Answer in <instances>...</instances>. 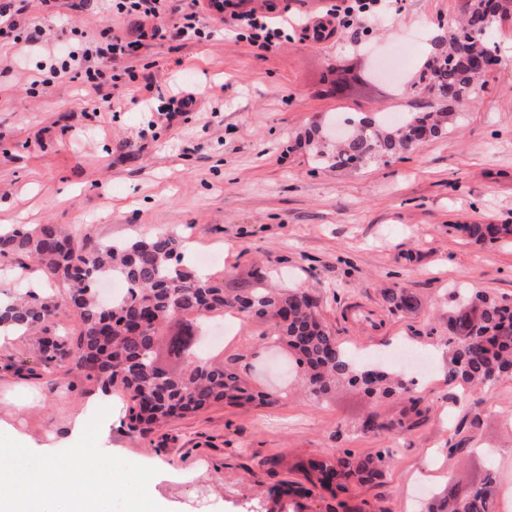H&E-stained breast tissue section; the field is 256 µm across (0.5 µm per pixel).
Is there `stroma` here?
Segmentation results:
<instances>
[{
	"label": "stroma",
	"instance_id": "35a3bbf8",
	"mask_svg": "<svg viewBox=\"0 0 512 512\" xmlns=\"http://www.w3.org/2000/svg\"><path fill=\"white\" fill-rule=\"evenodd\" d=\"M461 7L405 0L369 33L298 38L261 56L235 39L232 18L211 20L209 42L157 47L136 62L162 91L195 95L194 111L169 125L157 124L134 85L116 88L101 109L76 82L28 94L41 54L16 63L12 48H0V228L65 224L95 242L174 233L190 253H219L209 271L225 281L257 272L266 284L325 297L323 320L360 362L402 345L432 361L410 397L368 398L341 385L318 401L300 390L287 352L267 344L265 323L228 315L225 360L273 404L215 406L134 438L117 396L47 361L44 340L69 342L79 329L62 308L48 325L0 339V433L59 452L78 441L74 419L89 422L108 406L100 449L155 468L164 512H293L272 487L339 448L384 456L381 485L358 490L369 512H427L434 494L490 466L497 512H512V377L473 393L449 383L448 330L438 322L456 288L512 304V240L476 243L462 230L512 224V19L494 28L500 64L487 91L455 105L449 133L361 168L317 164L308 143L314 130L344 131L349 117L394 120L426 106L413 86ZM399 45L409 62L396 89L340 96L324 80L362 63V50L380 58ZM34 280L55 293L32 260L0 259V301ZM387 288L406 289L416 308L390 310ZM413 397L422 411L413 428L362 431L365 418H398ZM459 443L465 453L453 452Z\"/></svg>",
	"mask_w": 512,
	"mask_h": 512
}]
</instances>
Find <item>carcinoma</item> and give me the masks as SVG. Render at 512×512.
Segmentation results:
<instances>
[{
    "mask_svg": "<svg viewBox=\"0 0 512 512\" xmlns=\"http://www.w3.org/2000/svg\"><path fill=\"white\" fill-rule=\"evenodd\" d=\"M471 23L448 32L419 76L434 83L442 95L460 101L484 91L477 84L474 55L491 49L489 34L497 22L484 0H470ZM452 112H409L396 125L374 117L352 120L351 134L330 152L317 151L322 163L357 168L373 158H387L403 149L416 132L435 137L451 128ZM462 230L476 242L512 236V224H465ZM32 259L46 278L62 288L60 297H40L32 291L0 302V330L19 331L49 322L62 306L80 319V330L65 347L45 343L47 359H67L71 369L106 390L120 393L128 414V430L140 436L156 425L213 406L258 402L270 395L254 390L224 359L199 351L197 322L231 313L268 324L270 339L288 349L301 369L303 389L316 398L336 392L346 383L367 395L392 390L383 386L380 367L358 369L334 332L320 319L321 300L302 288L276 290L224 283L184 263V241L168 232L108 244L78 238L57 224L0 231V257ZM115 275L127 292L109 305L100 303L98 279ZM383 299L392 310H412L416 299L403 288L389 289ZM448 381L472 388L493 386L512 376V305L499 303L467 289L458 291L457 305L448 311ZM406 419H369V433L409 428ZM380 454L356 457L343 451L310 458L302 464L303 480L291 482L286 493L309 497L328 491L335 505L329 512H365L352 488L380 478ZM496 472L490 468L479 488L462 496L454 485L436 501L432 512H493Z\"/></svg>",
    "mask_w": 512,
    "mask_h": 512,
    "instance_id": "1",
    "label": "carcinoma"
}]
</instances>
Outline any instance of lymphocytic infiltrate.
<instances>
[{"label":"lymphocytic infiltrate","mask_w":512,"mask_h":512,"mask_svg":"<svg viewBox=\"0 0 512 512\" xmlns=\"http://www.w3.org/2000/svg\"><path fill=\"white\" fill-rule=\"evenodd\" d=\"M31 0H0V41H9L20 53L41 42L47 34L43 25H26L20 17L27 13ZM244 0H107L108 12L116 17L133 19L135 26L127 33L107 28L98 34L71 29L73 46L65 52L47 46L43 50L49 62L52 80H81L87 94L110 101L113 88L135 79V58L170 42L178 45L207 41L211 33L202 22L201 8H208L213 17L230 14L237 40L248 42L260 51H267L291 41L287 21H274L271 16L254 9H243ZM401 10L399 0H334L325 20L314 27H303L302 38L311 33L330 35L332 30L352 27L368 30L378 15Z\"/></svg>","instance_id":"lymphocytic-infiltrate-1"}]
</instances>
